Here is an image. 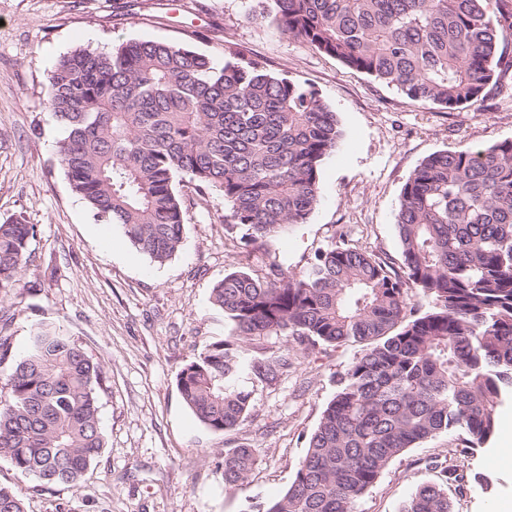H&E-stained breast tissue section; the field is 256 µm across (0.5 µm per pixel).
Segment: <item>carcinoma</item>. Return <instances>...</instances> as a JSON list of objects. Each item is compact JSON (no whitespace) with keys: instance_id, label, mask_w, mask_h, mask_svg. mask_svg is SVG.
Returning a JSON list of instances; mask_svg holds the SVG:
<instances>
[{"instance_id":"carcinoma-1","label":"carcinoma","mask_w":512,"mask_h":512,"mask_svg":"<svg viewBox=\"0 0 512 512\" xmlns=\"http://www.w3.org/2000/svg\"><path fill=\"white\" fill-rule=\"evenodd\" d=\"M261 2L289 37L411 101L460 110L490 86H512V0ZM46 103L68 131L57 155L72 191L158 263L183 242L181 178L201 194L221 192L224 222L264 245L306 222L341 137L316 90L158 41L62 56L47 74ZM396 228L398 271L344 243L298 272L273 262L259 278L242 266L212 290L231 339L188 364L177 388L214 432L243 424L251 380L290 365L292 345L257 357L269 337L360 345L288 489L264 512H353L407 449L448 432L483 447L512 400V139L424 158L402 189ZM34 232L21 218L0 223L1 295L18 284ZM413 289L435 306L408 311ZM10 353L3 324L0 382L10 398L0 400V458L44 484L77 482L103 448V367L50 323L33 330L20 358ZM256 464L250 448L224 450V487L244 485ZM0 512H24L2 486ZM401 512L451 509L444 489L426 484Z\"/></svg>"}]
</instances>
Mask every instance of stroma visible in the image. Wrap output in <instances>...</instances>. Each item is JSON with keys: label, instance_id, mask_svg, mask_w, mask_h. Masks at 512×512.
Returning <instances> with one entry per match:
<instances>
[{"label": "stroma", "instance_id": "35a3bbf8", "mask_svg": "<svg viewBox=\"0 0 512 512\" xmlns=\"http://www.w3.org/2000/svg\"><path fill=\"white\" fill-rule=\"evenodd\" d=\"M256 0H0V223L35 227L29 261L0 300L13 355L34 324L63 326L103 366L98 418L104 446L75 484L47 486L0 459V485L25 512H261L284 493L326 404L360 348L299 353L276 379L255 380L243 425L215 433L183 401L177 375L230 325L212 289L239 267L264 276L270 263L295 271L343 242L398 261L402 189L433 152L512 139V92L448 110L412 102L395 88L282 33L255 16ZM129 40L189 48L217 64L244 59L313 87L342 131L320 172L319 202L305 223L265 245L247 244L224 221L216 190L189 200L180 251L152 261L117 224L98 222L58 163L65 128L45 101L48 72L80 46L105 51ZM116 246L106 249L103 237ZM253 449L245 485L224 488L221 454ZM442 485L453 512H493L512 498V406L488 447L463 448L440 434L407 449L355 504L354 512H400L424 484Z\"/></svg>", "mask_w": 512, "mask_h": 512}]
</instances>
